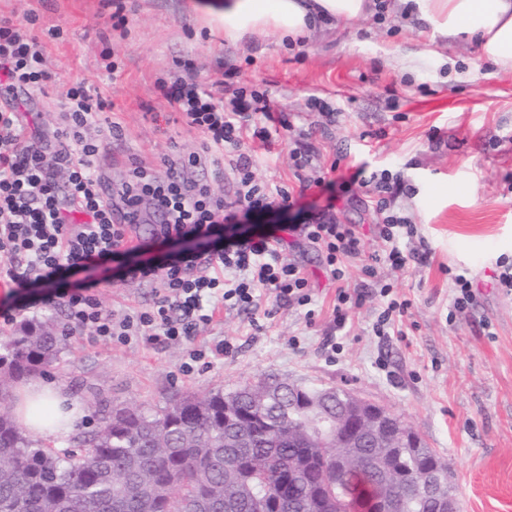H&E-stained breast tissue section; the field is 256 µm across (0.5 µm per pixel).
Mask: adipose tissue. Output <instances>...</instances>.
I'll list each match as a JSON object with an SVG mask.
<instances>
[{
    "label": "adipose tissue",
    "instance_id": "adipose-tissue-1",
    "mask_svg": "<svg viewBox=\"0 0 512 512\" xmlns=\"http://www.w3.org/2000/svg\"><path fill=\"white\" fill-rule=\"evenodd\" d=\"M224 15V36L240 41L275 32L298 40L312 26L349 23L369 14L372 0H208ZM411 8L427 21L435 34L476 41L483 56L503 70H512V0H409ZM15 415L27 431L45 438L71 432L80 411L68 404L62 385L29 384L19 393ZM52 414L46 422L33 415L32 404Z\"/></svg>",
    "mask_w": 512,
    "mask_h": 512
}]
</instances>
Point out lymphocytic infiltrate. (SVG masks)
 I'll return each mask as SVG.
<instances>
[{
  "label": "lymphocytic infiltrate",
  "mask_w": 512,
  "mask_h": 512,
  "mask_svg": "<svg viewBox=\"0 0 512 512\" xmlns=\"http://www.w3.org/2000/svg\"><path fill=\"white\" fill-rule=\"evenodd\" d=\"M36 22L33 16L22 24L0 19V97L9 103L0 110V277L17 288L47 285L46 302L61 306L69 325L122 345L181 343L210 324L220 307L253 315L262 305L284 303L303 309L306 322H313V287L302 266L284 257L285 236L237 230L252 212L268 208L275 196L268 184L256 180L251 157L241 154L233 162L239 182L231 201L183 175L185 168L206 161L221 166L225 147L239 146L244 132L269 141L267 127L249 126L253 113L267 111L266 101L255 94L240 111L228 112L223 101L195 80L178 76L159 82L163 97L185 123L205 135V152L164 158L159 171L132 164L119 189L123 207L115 209L97 172L101 143L88 135L111 107L100 92L82 82L70 87L62 125L49 138L29 130L19 118L20 107L50 77L46 40L63 34L51 28L37 38L30 31ZM148 223L155 224V236L164 244L206 239L219 228L223 243L212 250H185L170 262L128 265L125 279L156 286L152 306L133 315L107 313L92 284L69 287L68 276L125 254V241L134 228ZM287 231V236L320 248L325 269L337 284V328H344L352 310L371 295L379 306L375 335L401 336L412 302L394 295L381 268L427 263L428 252L404 246L414 234L412 225L395 216L374 225L382 249L361 268L371 286L367 293L343 286L347 260L359 257L364 248L363 235L354 225L337 223L322 211Z\"/></svg>",
  "instance_id": "lymphocytic-infiltrate-1"
}]
</instances>
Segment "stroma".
I'll return each mask as SVG.
<instances>
[{"label": "stroma", "instance_id": "35a3bbf8", "mask_svg": "<svg viewBox=\"0 0 512 512\" xmlns=\"http://www.w3.org/2000/svg\"><path fill=\"white\" fill-rule=\"evenodd\" d=\"M381 2L349 27L325 26L293 44L270 32L226 40L224 19L206 0H124L123 35L113 30L105 0H0L2 19L19 22L34 12L36 34L64 31L47 44L51 78L35 96L33 118L44 131L55 130L77 82L112 101L90 131L102 142L99 171L111 190L131 160L158 169L163 158L203 152V134L177 120L157 88L189 60L193 79L212 86L225 111L240 93L255 92L292 124L269 143L247 135L225 151L230 159L251 156L256 178L292 201L287 207L274 200L239 232L302 224L327 208L341 223L364 228L391 213L414 224L412 247L426 245L432 254L428 265L384 272L413 303L407 338L385 343L375 336L378 303L370 297L353 311L333 362L322 340L337 334L336 286L316 249L305 245L285 256L306 269L315 289L314 324L285 304L269 317L219 311L189 342L164 347L102 341L70 328L61 307L41 304L43 289L0 288V312L14 316L0 319V342L24 321L56 323L60 353L39 379L61 384L81 405L76 433L95 430L102 413L115 408L155 412L178 396L229 391L258 378L344 387L400 416L447 458L459 512H512V294L495 281L497 260L512 259V71L481 59L472 42L431 38L402 0ZM109 46L120 62L113 76L100 68ZM302 156L308 163L300 168ZM362 169L399 181L386 212L377 210L373 187L359 186ZM153 235V225H139L143 250L113 260L111 279L92 267L78 273V280L96 282L108 313L121 317L152 304L153 285L125 280L121 271L127 262L163 263L182 251L179 243L152 245ZM451 268L469 271L477 294L453 319ZM294 336L299 346L290 345ZM221 338L235 344L231 356L183 372L191 349Z\"/></svg>", "mask_w": 512, "mask_h": 512}]
</instances>
